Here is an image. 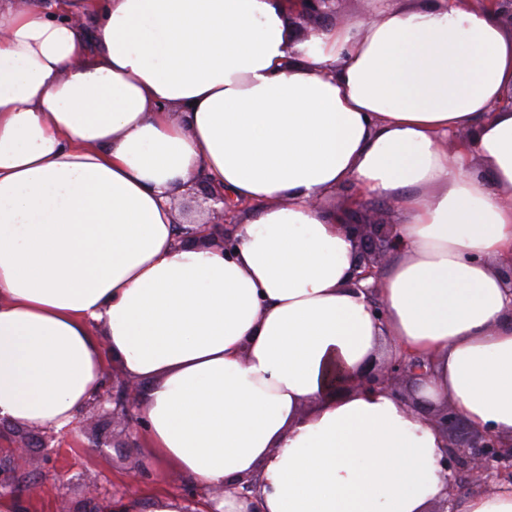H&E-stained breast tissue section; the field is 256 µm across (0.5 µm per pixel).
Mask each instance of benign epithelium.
Here are the masks:
<instances>
[{
	"label": "benign epithelium",
	"instance_id": "obj_1",
	"mask_svg": "<svg viewBox=\"0 0 512 512\" xmlns=\"http://www.w3.org/2000/svg\"><path fill=\"white\" fill-rule=\"evenodd\" d=\"M288 8L295 31L302 38L310 37L319 29L318 21L336 14V3L340 0H277ZM206 198L213 201L209 212L215 218H226L236 209L225 200L224 192L212 184L204 187ZM344 230L354 244L356 264L350 286L362 291L378 320L384 318V307L378 302L377 283L384 260L397 247L393 225L378 224L368 213L358 214L352 210L347 214ZM373 279L368 284L366 280ZM432 367L428 359L399 347L394 348L391 357L369 366L360 374H350L335 368L329 375V385L335 391L350 389L381 388L400 392L404 384H410L412 391L428 384ZM139 392V385L124 379L112 386V396H99L90 404L93 409L105 411V404L112 402V419L119 420L125 432L133 436L140 432L141 423L132 409V396ZM429 424L447 439L443 449L440 467L447 486L460 473H468L476 482L497 484L512 481V442L507 443L496 434L474 429L465 424L450 404L427 413ZM260 481L253 478L242 483L237 497L247 503L245 512H261L257 506ZM140 493V475L129 474L128 480L113 491L112 497L136 499Z\"/></svg>",
	"mask_w": 512,
	"mask_h": 512
}]
</instances>
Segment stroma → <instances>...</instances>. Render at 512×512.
I'll return each mask as SVG.
<instances>
[{"instance_id":"stroma-1","label":"stroma","mask_w":512,"mask_h":512,"mask_svg":"<svg viewBox=\"0 0 512 512\" xmlns=\"http://www.w3.org/2000/svg\"><path fill=\"white\" fill-rule=\"evenodd\" d=\"M26 441L25 454L14 447ZM143 436L124 437L111 415L85 409L64 433L32 432L0 420V474L19 497L25 512H101L129 471H142V500L160 493L203 501L210 488L170 467L151 465Z\"/></svg>"}]
</instances>
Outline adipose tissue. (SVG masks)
<instances>
[{"label": "adipose tissue", "mask_w": 512, "mask_h": 512, "mask_svg": "<svg viewBox=\"0 0 512 512\" xmlns=\"http://www.w3.org/2000/svg\"><path fill=\"white\" fill-rule=\"evenodd\" d=\"M373 11L297 40L278 0H0V418L70 430L108 361L150 456L200 484L428 512L444 436L327 385L392 342L431 357L428 400L512 439V32L467 0ZM200 170L253 207L233 252L178 234ZM347 186L393 204L381 321L323 204Z\"/></svg>", "instance_id": "adipose-tissue-1"}]
</instances>
